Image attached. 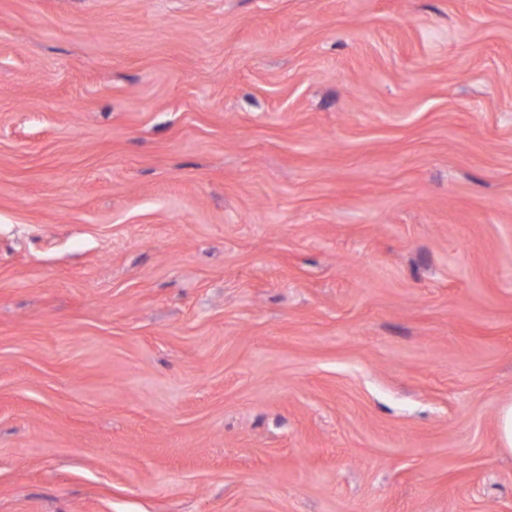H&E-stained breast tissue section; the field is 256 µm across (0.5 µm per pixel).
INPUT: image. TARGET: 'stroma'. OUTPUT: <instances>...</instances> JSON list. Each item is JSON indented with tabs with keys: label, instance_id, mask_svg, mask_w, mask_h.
Listing matches in <instances>:
<instances>
[{
	"label": "stroma",
	"instance_id": "stroma-1",
	"mask_svg": "<svg viewBox=\"0 0 512 512\" xmlns=\"http://www.w3.org/2000/svg\"><path fill=\"white\" fill-rule=\"evenodd\" d=\"M512 0H0V512H512ZM498 440L501 449L512 453V401L499 406L497 415Z\"/></svg>",
	"mask_w": 512,
	"mask_h": 512
}]
</instances>
